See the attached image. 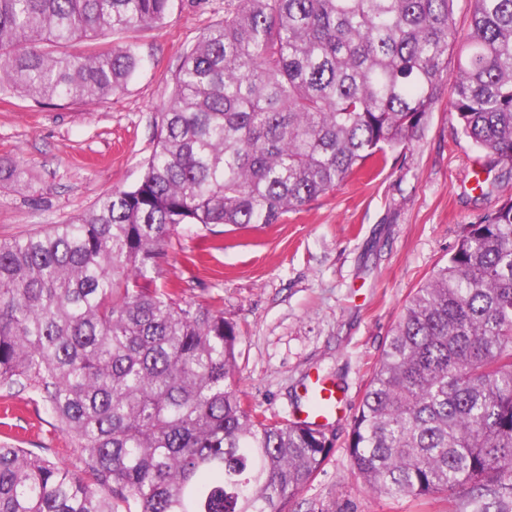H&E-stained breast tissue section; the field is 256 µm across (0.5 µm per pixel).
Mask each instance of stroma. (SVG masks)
<instances>
[{
    "label": "stroma",
    "mask_w": 512,
    "mask_h": 512,
    "mask_svg": "<svg viewBox=\"0 0 512 512\" xmlns=\"http://www.w3.org/2000/svg\"><path fill=\"white\" fill-rule=\"evenodd\" d=\"M226 0H174L163 24L132 38L141 64L121 94L99 104L42 107L0 92V164H23V182L0 187V239L39 232L135 186L155 144L183 52L223 19ZM445 75L412 144L385 166L260 230L179 228L152 271L181 300L221 299L239 331L234 388L257 413L289 420L312 378L340 385L327 432L335 446L291 512H464L465 490L445 498L379 496L357 478L346 439L386 336L416 288L448 259L463 225L512 194V178L482 195L487 157L456 134ZM79 468L69 437L29 392L0 396V439Z\"/></svg>",
    "instance_id": "stroma-1"
}]
</instances>
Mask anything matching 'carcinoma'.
<instances>
[{"instance_id": "obj_1", "label": "carcinoma", "mask_w": 512, "mask_h": 512, "mask_svg": "<svg viewBox=\"0 0 512 512\" xmlns=\"http://www.w3.org/2000/svg\"><path fill=\"white\" fill-rule=\"evenodd\" d=\"M174 0H0V90L96 104L138 67L133 41ZM228 0L181 57L129 190L0 240V389L39 396L72 470L0 440V512H288L320 472L325 428L270 422L232 389L239 336L221 301L150 275L184 224L262 229L406 148L456 58L460 132L512 175V0ZM388 498L512 504V195L464 225L405 303L347 443Z\"/></svg>"}]
</instances>
